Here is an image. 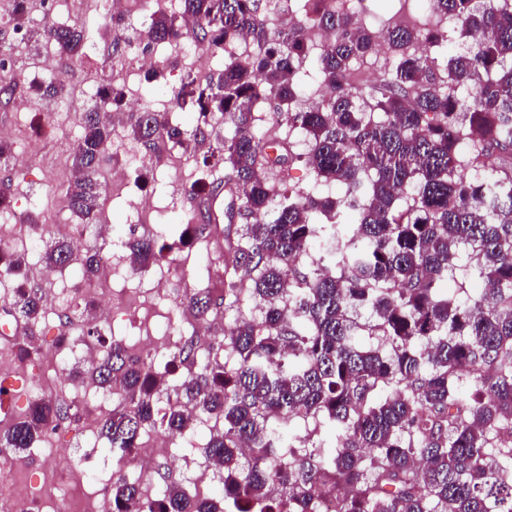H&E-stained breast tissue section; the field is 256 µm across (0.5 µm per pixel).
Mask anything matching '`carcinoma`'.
<instances>
[{
    "instance_id": "1",
    "label": "carcinoma",
    "mask_w": 512,
    "mask_h": 512,
    "mask_svg": "<svg viewBox=\"0 0 512 512\" xmlns=\"http://www.w3.org/2000/svg\"><path fill=\"white\" fill-rule=\"evenodd\" d=\"M311 2L312 25L271 31L260 0H181L178 13L152 15L133 45L191 41L222 54L228 41L264 43L256 56H227L205 82L186 76L177 92L178 109L197 110L205 124L224 115V137L201 164L224 163L244 189L239 210L252 220L228 241L248 279L225 278L218 300L208 288L189 300L200 321L220 303L232 319L223 339L189 336L173 354L186 366L178 388L169 391L151 365L105 337L87 305L73 300L53 315L23 281L13 284V311L32 335L51 316L63 327L82 317L75 341L94 343L101 357L75 374L109 396L113 379H124L98 429L118 457L156 429L180 435L212 422L205 454L222 465L224 512H319L317 486L334 495L336 512H512V437L503 436L512 429V7L429 0L456 28L392 27V68L362 94L344 76L374 52L378 36L355 11ZM12 23L34 47L81 61L79 23L35 28L22 8ZM314 28L335 33L315 66L330 96L299 108ZM456 33L469 47L444 65L408 52L422 39L446 52ZM30 89L37 100L61 93L52 78ZM96 95L100 107L83 113L66 192L81 224L98 222L110 112L124 98L110 83ZM270 99L288 128L308 138L306 152L257 133L254 112ZM132 132L148 148L158 139L185 152L198 147L168 112L143 109ZM494 155L500 164L489 171ZM297 162L315 182L344 186V195L315 197L290 183ZM218 220L205 210L193 233L209 236ZM182 241L170 227L163 242L142 237L130 249L146 265ZM103 254L87 250L82 276L96 272ZM462 255L484 280L475 295L462 281L448 287ZM39 261L66 268L71 247L56 241ZM246 298L262 321L245 312ZM69 410L62 400L27 406L0 430V448L20 456L70 420ZM295 417L314 426L293 433ZM109 491L112 512H219L174 482L149 498L119 474Z\"/></svg>"
}]
</instances>
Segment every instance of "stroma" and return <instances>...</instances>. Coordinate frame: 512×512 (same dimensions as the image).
I'll return each instance as SVG.
<instances>
[{"label":"stroma","instance_id":"35a3bbf8","mask_svg":"<svg viewBox=\"0 0 512 512\" xmlns=\"http://www.w3.org/2000/svg\"><path fill=\"white\" fill-rule=\"evenodd\" d=\"M106 0H54L52 17L58 21L79 19L87 32L85 57L73 65L57 57L53 48L41 52L29 51L20 36L14 33L9 6L0 7V40L10 44L12 62L0 70V128L23 127L30 134L28 141L13 144V154L7 167L0 169V180L11 183V212L37 224H69L73 218L67 208L66 188L71 178L70 155L82 133L83 112L94 106L96 88L108 80L120 84L126 95L130 115L112 127L110 156L100 169L102 183L101 217L113 226L116 243L125 244L141 236L159 235L172 224H190L208 201L191 186L202 172L192 155L170 144L158 149L145 148L134 140L131 125L134 113L143 107L156 112L169 109V101L182 79L197 66L194 52L171 45L152 46L157 59L153 74L127 67L119 47L128 36L144 29L155 12L179 11V0H128L124 16L112 26H105ZM358 14L362 22L374 31H381L394 22H409L416 26L430 24L434 28H453L452 19L430 15L422 0H367ZM52 56L57 73L55 78L64 86L60 99L45 105L29 100V84L41 80L43 57ZM66 127L68 141L53 134L54 126ZM127 170L123 182L111 178L114 167ZM152 199L150 208L139 207L140 194ZM234 185H226L216 204L223 217L211 238L190 244L179 273H172L168 262L148 265L130 271L122 263L112 266V295L115 312L112 334L122 340L131 354L140 355L141 342L150 338L163 344L172 324H180L185 334L202 332L203 325L186 311L189 296L207 287L213 270V242L223 241L227 232L239 230L245 218L225 217L229 201L238 199ZM62 400L78 405L76 417L56 429L50 441H38L31 455L47 456L50 447L64 449L62 463L92 458L95 468L86 490L96 493L102 484L111 481L117 470V458L102 443L88 439L82 429L85 416H100V406L83 390L66 386ZM209 424L199 423L189 438L174 439L169 458H158L153 465L156 485L165 481H184L185 470L197 467L206 459L204 445L209 438Z\"/></svg>","mask_w":512,"mask_h":512}]
</instances>
